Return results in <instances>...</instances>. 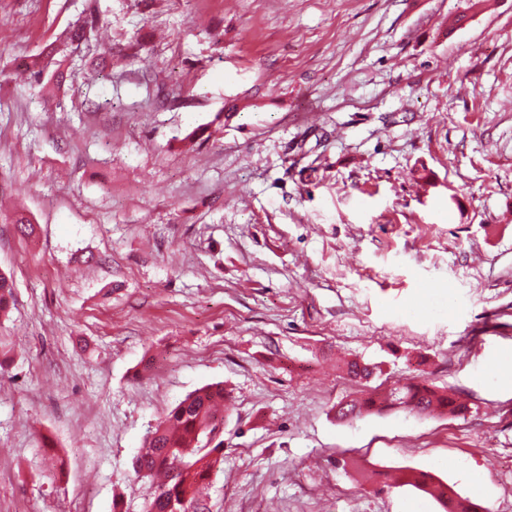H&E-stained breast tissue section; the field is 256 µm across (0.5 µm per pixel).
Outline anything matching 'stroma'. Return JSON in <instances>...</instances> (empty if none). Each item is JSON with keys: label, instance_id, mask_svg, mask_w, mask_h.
I'll return each instance as SVG.
<instances>
[{"label": "stroma", "instance_id": "stroma-1", "mask_svg": "<svg viewBox=\"0 0 512 512\" xmlns=\"http://www.w3.org/2000/svg\"><path fill=\"white\" fill-rule=\"evenodd\" d=\"M0 270V512H142L216 383L210 512H512V0H0ZM447 395L439 393L427 383H409L402 387L390 389L379 395L380 409L389 408L429 415L437 410L436 402L449 400ZM412 473H405L400 478V484L402 485H409L417 489L418 491L422 492L424 496L438 504L444 512H448V509H454L456 507V502L453 499L454 497L448 493V485L444 483H436L434 482L435 489L434 491H428L424 489L419 483L413 481L410 476ZM445 501L448 502V508H445L444 504Z\"/></svg>", "mask_w": 512, "mask_h": 512}]
</instances>
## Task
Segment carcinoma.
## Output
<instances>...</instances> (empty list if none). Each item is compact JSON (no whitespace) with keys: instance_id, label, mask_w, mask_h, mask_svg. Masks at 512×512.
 <instances>
[{"instance_id":"1","label":"carcinoma","mask_w":512,"mask_h":512,"mask_svg":"<svg viewBox=\"0 0 512 512\" xmlns=\"http://www.w3.org/2000/svg\"><path fill=\"white\" fill-rule=\"evenodd\" d=\"M95 26L96 19L92 18L72 35L75 41L85 45L90 56L98 51L97 44L87 35ZM12 296L13 283L0 271L1 315L9 310ZM344 370L355 380H368L377 374V366L357 359L347 361ZM447 399L448 396L429 384L416 382L380 394L378 406L429 415L437 410L436 403ZM223 401L222 385L197 389L172 407L149 432L134 472L141 479H152L161 473L164 480L155 486L144 512H174L176 509L185 512L183 502L186 499L191 512H209L202 489L210 473L223 460V442H214L220 430L217 406ZM364 415L363 404L356 401L336 405V418L339 420H354ZM400 484L414 487L441 507L448 500L446 484L437 483L434 490L428 491L413 481L408 473L402 475Z\"/></svg>"}]
</instances>
